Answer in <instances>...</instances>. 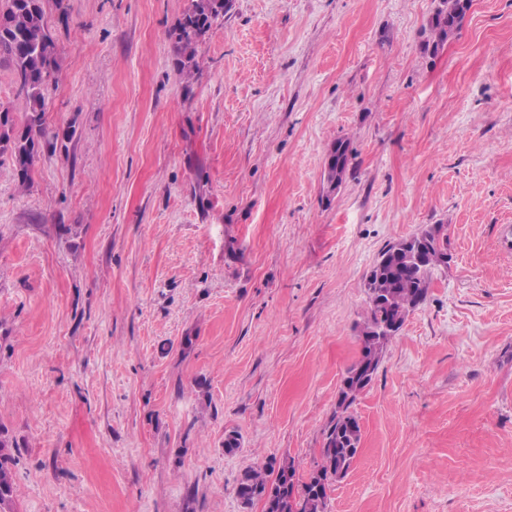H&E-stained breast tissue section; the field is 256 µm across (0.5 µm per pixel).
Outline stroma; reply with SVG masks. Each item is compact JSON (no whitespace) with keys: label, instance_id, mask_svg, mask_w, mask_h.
Segmentation results:
<instances>
[{"label":"stroma","instance_id":"35a3bbf8","mask_svg":"<svg viewBox=\"0 0 512 512\" xmlns=\"http://www.w3.org/2000/svg\"><path fill=\"white\" fill-rule=\"evenodd\" d=\"M188 3L43 0L46 125L76 134L25 183L0 156L11 512H262L243 471L316 469L365 276L435 224L448 261L352 407L328 512H512V0L434 56L438 0H231L190 79ZM352 160V150L348 139H337L329 153L324 170V181L332 182L338 179L343 182L349 171Z\"/></svg>","mask_w":512,"mask_h":512}]
</instances>
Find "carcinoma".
Here are the masks:
<instances>
[{"instance_id": "obj_1", "label": "carcinoma", "mask_w": 512, "mask_h": 512, "mask_svg": "<svg viewBox=\"0 0 512 512\" xmlns=\"http://www.w3.org/2000/svg\"><path fill=\"white\" fill-rule=\"evenodd\" d=\"M229 0H190V6L179 20L175 31V52L180 72L187 78L199 69L197 46L213 24L228 11ZM471 0H439L428 19V38L424 52L435 56L461 27ZM57 46L50 33L42 0H3L0 6V62L14 68L18 95L25 100L27 111L23 126L15 123L12 112L0 107V155L12 158L21 183L31 178L41 149L54 147L58 134L47 129L45 114L48 101L46 87L55 81ZM352 160L350 142L338 139L329 153L324 179L344 181ZM428 241L424 259L409 264L388 244L379 254L365 280L369 311L361 329L359 356L346 370L348 386L339 389L336 412L333 414L321 450L322 462L304 481L296 477L293 464L283 459L270 460L244 471L237 486L238 497L245 504L265 500L266 512H327L330 485L349 473L357 458L362 440L358 418L351 407L372 379L358 375L368 365L378 370L380 360L393 334L379 332L385 322L403 327L415 307L421 304L429 290L431 270L448 258V237L445 226L437 224L408 241ZM15 447L0 426V507L10 505L14 490ZM280 474L273 483L268 472Z\"/></svg>"}]
</instances>
